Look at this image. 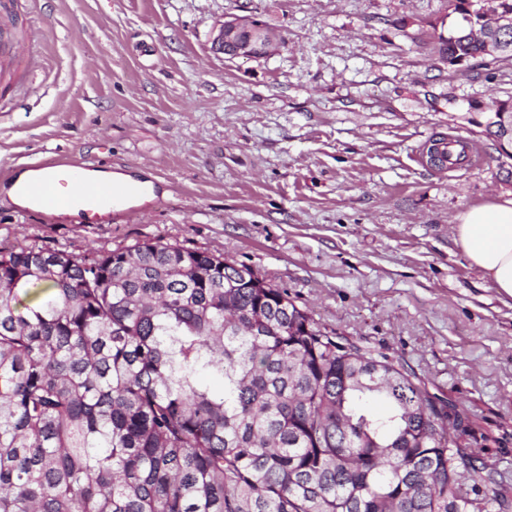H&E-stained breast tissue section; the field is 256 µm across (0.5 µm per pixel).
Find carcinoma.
Instances as JSON below:
<instances>
[{"instance_id": "carcinoma-1", "label": "carcinoma", "mask_w": 512, "mask_h": 512, "mask_svg": "<svg viewBox=\"0 0 512 512\" xmlns=\"http://www.w3.org/2000/svg\"><path fill=\"white\" fill-rule=\"evenodd\" d=\"M464 26L441 54L481 56ZM237 275L160 240L0 249V512H512V435Z\"/></svg>"}]
</instances>
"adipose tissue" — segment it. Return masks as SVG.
<instances>
[{"instance_id":"adipose-tissue-1","label":"adipose tissue","mask_w":512,"mask_h":512,"mask_svg":"<svg viewBox=\"0 0 512 512\" xmlns=\"http://www.w3.org/2000/svg\"><path fill=\"white\" fill-rule=\"evenodd\" d=\"M451 232L470 263L489 277L501 296L512 299V196L463 211Z\"/></svg>"}]
</instances>
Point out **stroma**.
Masks as SVG:
<instances>
[{
    "label": "stroma",
    "mask_w": 512,
    "mask_h": 512,
    "mask_svg": "<svg viewBox=\"0 0 512 512\" xmlns=\"http://www.w3.org/2000/svg\"><path fill=\"white\" fill-rule=\"evenodd\" d=\"M37 43L30 79L0 86V186L61 160L146 175L152 210L112 224L27 215L0 194V246L82 260L148 240L224 254L288 292L326 332L386 352L427 390L512 425V299L450 231L512 193L482 125L512 97V59L465 72L434 50L448 0H10ZM227 16L279 49L214 53ZM468 165L422 163L437 135ZM446 138H439L435 139L432 142V146L429 148V152L431 151L432 147H436V150L439 154L443 155L444 158H447L448 150L451 151L452 156L450 157V160H448L447 168L448 170H454L456 169L463 161L464 158L468 157L469 153H467V149L465 147L466 143H468L467 140L462 138H448V143L445 142ZM469 144V143H468ZM457 146L461 148L459 153L457 154L456 159H452L453 154H455V151L457 149ZM442 148V150H440Z\"/></svg>",
    "instance_id": "35a3bbf8"
}]
</instances>
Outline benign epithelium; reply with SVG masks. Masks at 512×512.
Here are the masks:
<instances>
[{"label":"benign epithelium","instance_id":"1","mask_svg":"<svg viewBox=\"0 0 512 512\" xmlns=\"http://www.w3.org/2000/svg\"><path fill=\"white\" fill-rule=\"evenodd\" d=\"M497 0H482L475 4L471 0H448V9L453 13L464 12L472 36L478 38L486 56L494 58H512V40L502 37L504 29L512 26V17L496 10ZM232 45L230 57L253 58L256 51L262 49L271 52L275 46L272 37L263 36V25L255 23L253 18L231 16L213 30L211 45L217 54L225 51V44ZM494 119L505 129L510 138L499 137L501 150L512 145V101H501L494 108Z\"/></svg>","mask_w":512,"mask_h":512}]
</instances>
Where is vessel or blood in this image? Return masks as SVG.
<instances>
[{
	"instance_id": "vessel-or-blood-1",
	"label": "vessel or blood",
	"mask_w": 512,
	"mask_h": 512,
	"mask_svg": "<svg viewBox=\"0 0 512 512\" xmlns=\"http://www.w3.org/2000/svg\"><path fill=\"white\" fill-rule=\"evenodd\" d=\"M33 170L35 176L29 181L13 178L8 182L14 196L21 199L24 214L48 210L65 217L77 207L92 214L96 223L108 224L139 213V201L154 192L146 180L137 177L102 182L99 167L93 165L73 168L41 162Z\"/></svg>"
}]
</instances>
